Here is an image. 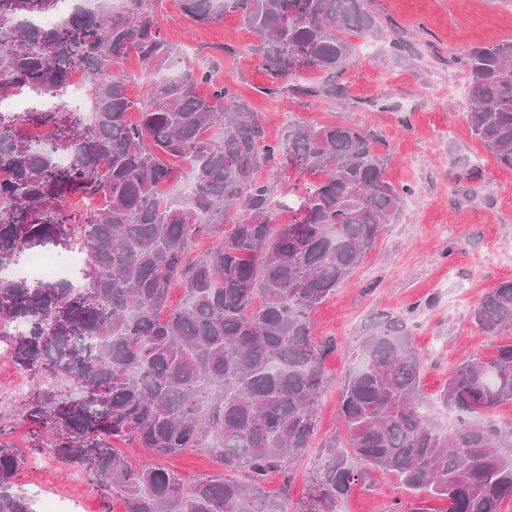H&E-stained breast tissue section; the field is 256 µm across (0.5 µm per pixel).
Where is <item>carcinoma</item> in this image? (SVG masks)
<instances>
[{
  "mask_svg": "<svg viewBox=\"0 0 512 512\" xmlns=\"http://www.w3.org/2000/svg\"><path fill=\"white\" fill-rule=\"evenodd\" d=\"M199 24L228 11L259 38L253 48L278 94L299 68L327 74L307 93L336 98L354 45L346 35L377 28L365 0H179ZM0 0V96L26 84L52 106L22 117L0 111V271L35 248L85 255L78 288L68 280L0 281V345L31 380L26 419L50 428L62 466L87 467L124 512H286L265 490L266 474L302 457L316 429L325 384V342L311 312L397 218L404 196L384 178L370 135L343 124H288L265 138L261 113L212 80L167 41L148 0ZM135 53L157 78L143 102L129 98L123 61ZM471 128L498 163L512 168V39L464 54ZM88 77L94 114L67 109L75 72ZM139 111V120L129 113ZM47 126L35 147L24 125ZM69 154L59 167L55 156ZM306 184L293 224L276 223L277 192L260 177L278 161ZM191 173L188 196L158 193ZM214 239L190 258L193 237ZM182 303L169 305L173 284ZM261 303H256V300ZM472 321L498 341L485 362L462 358L440 392L458 413L451 432L425 411L423 361L401 319L377 322L341 391L346 440L319 448L320 512H336L375 470L448 502L447 512H502L512 502V450L486 420L512 403V282L488 292ZM71 384L76 397L63 398ZM157 455L198 449L224 473L190 485L151 463L138 468L115 440ZM25 457L0 429V512H30L16 489Z\"/></svg>",
  "mask_w": 512,
  "mask_h": 512,
  "instance_id": "carcinoma-1",
  "label": "carcinoma"
}]
</instances>
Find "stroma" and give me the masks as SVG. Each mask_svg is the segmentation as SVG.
Instances as JSON below:
<instances>
[{"mask_svg": "<svg viewBox=\"0 0 512 512\" xmlns=\"http://www.w3.org/2000/svg\"><path fill=\"white\" fill-rule=\"evenodd\" d=\"M149 4L163 35L192 64L220 57L215 82L262 113L268 142H281L294 120L348 123L372 135L385 159V178L414 189L396 221L311 314L315 336L333 344L315 445L285 470L271 472L266 489L273 496L287 494L288 512H319L312 485L316 446L344 434L341 385L376 321L387 314L403 319L424 358L423 390L433 418L446 430L456 416L439 394L459 360L495 354L493 339L472 323L471 314L486 292L512 280V169L471 134L469 78L460 56L472 46L512 39V0H366L378 28L353 37L354 50L338 78L344 94L336 99L313 96L325 77L309 68L298 70L292 89L266 95L270 78L253 52L258 39L237 13L199 25L182 13L179 0ZM17 380L14 364L1 360L0 427L11 430L31 456L47 447L50 435L24 419L26 393L15 390ZM116 448L133 465L154 464L187 484L218 470L196 450L158 457L131 443ZM35 484L81 502V512L124 510L119 497H103L81 468H24L22 491ZM416 501L397 477L377 471L372 488L356 491L338 510L409 512Z\"/></svg>", "mask_w": 512, "mask_h": 512, "instance_id": "35a3bbf8", "label": "stroma"}]
</instances>
